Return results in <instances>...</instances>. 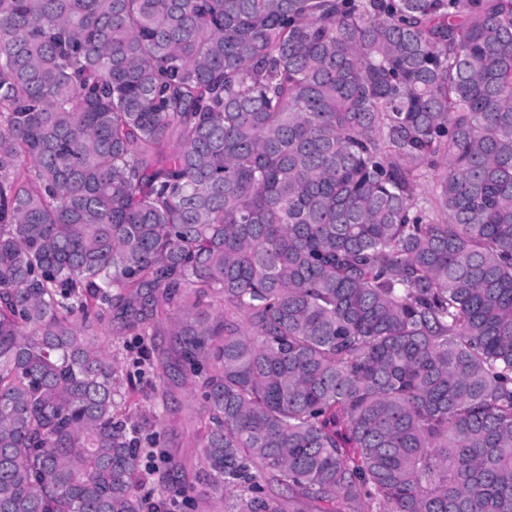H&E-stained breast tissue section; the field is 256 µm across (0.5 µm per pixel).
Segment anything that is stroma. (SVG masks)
I'll return each mask as SVG.
<instances>
[{
    "mask_svg": "<svg viewBox=\"0 0 512 512\" xmlns=\"http://www.w3.org/2000/svg\"><path fill=\"white\" fill-rule=\"evenodd\" d=\"M157 335L143 339L99 335L98 343L109 350L119 367L123 387L132 394L137 409L132 416L137 436L155 441L152 456L141 460V491L157 495L169 465H176L189 478L183 493L166 499V512H224V503L206 481L195 480L202 453V432L197 421L204 398L196 377L174 374L167 390H159L157 375L173 362L176 339L171 334V314L158 316ZM164 415L157 424L156 415Z\"/></svg>",
    "mask_w": 512,
    "mask_h": 512,
    "instance_id": "35a3bbf8",
    "label": "stroma"
}]
</instances>
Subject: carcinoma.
<instances>
[{
  "instance_id": "1",
  "label": "carcinoma",
  "mask_w": 512,
  "mask_h": 512,
  "mask_svg": "<svg viewBox=\"0 0 512 512\" xmlns=\"http://www.w3.org/2000/svg\"><path fill=\"white\" fill-rule=\"evenodd\" d=\"M159 306L236 512H512V0H0V512H149Z\"/></svg>"
}]
</instances>
